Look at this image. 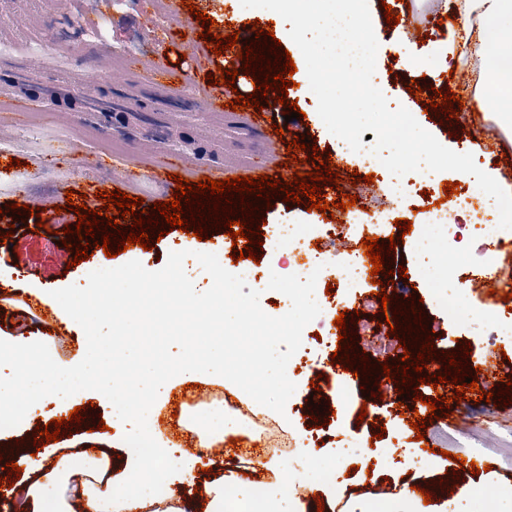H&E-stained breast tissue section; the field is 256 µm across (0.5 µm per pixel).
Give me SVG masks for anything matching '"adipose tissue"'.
Returning <instances> with one entry per match:
<instances>
[{
  "instance_id": "obj_1",
  "label": "adipose tissue",
  "mask_w": 512,
  "mask_h": 512,
  "mask_svg": "<svg viewBox=\"0 0 512 512\" xmlns=\"http://www.w3.org/2000/svg\"><path fill=\"white\" fill-rule=\"evenodd\" d=\"M454 18L460 31L474 38L487 65L477 103L481 110L495 112L504 126L512 125V53H501L502 45H512V0H454ZM152 281L146 274L113 278L110 288L91 281L81 296L53 288L40 293L41 300L67 323L78 325L87 338L86 354L77 365H57L41 345L17 336L0 339V367L11 366L13 378L0 380V427L15 432L29 425L32 407L55 404L67 406L85 391L112 409L115 436L125 450L127 463L113 473L109 455L89 451L58 456L47 451L32 459L14 450L0 452V460L24 467L28 478L12 491L15 512H69L68 499L79 501L82 512H182L181 507L156 497L154 485L169 486L186 472L188 460L175 456L154 424L152 405L168 391L171 374H210L230 381L238 392L247 394L255 414L276 410L297 382L291 376V334H283L277 358L267 364L266 389L255 391L239 379L234 366L223 362L209 341L189 350L176 368L148 364L141 369L144 388L131 397L121 386L124 363L117 359L101 333L100 322L112 311L140 298ZM261 497H239L227 501L216 492L210 512H300L294 484L284 464L272 467ZM381 512H468V487H461L458 506L436 501L425 503L418 491L403 486L381 495Z\"/></svg>"
}]
</instances>
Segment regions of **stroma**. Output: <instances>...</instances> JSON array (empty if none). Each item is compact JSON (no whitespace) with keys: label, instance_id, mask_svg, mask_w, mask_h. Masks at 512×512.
<instances>
[{"label":"stroma","instance_id":"1","mask_svg":"<svg viewBox=\"0 0 512 512\" xmlns=\"http://www.w3.org/2000/svg\"><path fill=\"white\" fill-rule=\"evenodd\" d=\"M193 3L214 18L222 34L238 31L235 49L219 56L198 49L202 23L193 22L183 30L166 22L168 0H0V156L18 162L13 169L0 170V235L7 243L6 249H0V274L16 283L12 290L0 286V297L19 302L29 289L45 285L77 290L91 271L133 260L156 271L166 264L170 252L180 250L191 253L184 267L195 287L211 285L196 253L216 254L226 270L234 269L240 250L233 247L225 228L209 230L200 240L189 231L168 230L163 222L148 230L153 241L150 250L131 245L109 258L94 246L88 260L75 262L74 250L62 244V230L78 221L77 214L66 208L67 190L84 194L89 209H102L99 192L118 186L129 164L143 169L158 159L178 157L184 178L191 181L260 174L287 179L295 171L309 172L312 148L345 154L346 144L329 133L318 115L304 57L292 42L283 44L296 66L288 99L297 103L300 118L285 121L284 106L270 95L260 100L264 120L258 125L247 109L201 111L198 90L220 67L237 69L239 95L253 94L254 79L242 72L236 52L248 46L254 25H267L272 17L264 9L240 8L237 0ZM368 6L379 42L375 80L383 86L390 107H406L442 145L472 154L479 168L496 172L512 185V134L499 127L492 113L479 109L471 86L483 74V58L471 57L452 69L444 63L432 68L419 62L407 68L401 62V47L407 40L456 44L452 0H425L420 13L407 17L400 0H368ZM388 9L399 15L398 25L387 24ZM158 63L178 67L183 82L170 88L155 85L146 68ZM414 85L421 87V95L411 93ZM446 89L462 99L463 107L443 122L427 111L426 103L435 91ZM116 138L125 145L118 155L112 152ZM298 138L309 140L311 147L302 153L303 164L291 170L284 165L286 144ZM357 174L373 175V184L364 186L358 205L335 216L307 211L304 204L284 201L279 192L269 200H258L252 213L255 225L293 224L304 237L302 247L283 248L274 260L261 258L259 278H268L272 265L298 269L315 256L333 268L331 275L320 276L317 282L321 313L304 328L302 345L292 359L293 375L305 384L288 399V422L279 446L264 447L257 456L245 454L252 432L244 427L236 435H225L210 451H199L187 421L172 418L190 377L173 376L168 399L154 402L158 431L196 462L192 479L170 487L174 504L186 512H206L222 477L252 484L264 479L265 465L272 460L292 470L304 512H317L315 497L322 488L310 481V464L329 460L346 443L353 452L343 465L348 472L342 480L345 493L336 500L334 512H347L351 501L406 482L428 486L445 500L460 485H468L477 507L489 496L512 490V400L502 395L506 376H512V340L498 332L497 315L508 304L495 291L500 271L512 265V237L491 245L472 229L475 215L484 212V200L468 174L442 171L432 186L414 176L397 193L382 174L354 160L342 167L340 185L349 187ZM448 181L457 183L469 204L452 213V245L439 247L426 263L410 252L395 221H412L413 233H420L418 209L433 207L444 198L442 185ZM53 197L58 200L54 208L49 205ZM36 207L42 208L41 217L30 216V209ZM40 219L45 222L41 228L36 225ZM367 237L393 246L380 276L386 292L382 299L375 296L370 275L353 283L338 272L349 258L361 255V241ZM489 253L495 254L497 268L486 265ZM431 263L438 265L440 275L464 284L462 300L473 311L467 322H458L433 299L434 285L426 275ZM401 267L406 276H398ZM410 310L420 317L424 335L434 338L436 354L426 375L442 373L446 353L458 351L467 341L471 349L464 365L482 367L480 380L492 394L487 402L451 403L448 415L427 424L420 441L415 440L409 421L415 414L427 416V403L435 399V391L419 385L425 399L421 405L409 397L399 398L395 382L387 381L382 370L383 365L400 364L404 353L419 351L403 326L402 315ZM341 315L348 322V342L366 357V369L374 374L370 390H363L361 376L344 374L342 363L331 358L334 348L325 338L335 333L334 320ZM392 325L398 328L393 337L387 334ZM51 329L59 332L52 343L57 360L79 362L86 338L78 328L52 315L0 308V335L21 333L40 339ZM315 370L327 371L328 377L312 386L308 380ZM83 398L88 405L82 418L61 430L58 448L74 453L91 445L118 457L112 430L97 428L109 408L90 407L92 392H85ZM380 426L385 429L381 435L376 432ZM213 458L222 460L221 471L209 470ZM463 460L474 463V470L461 469Z\"/></svg>","mask_w":512,"mask_h":512}]
</instances>
